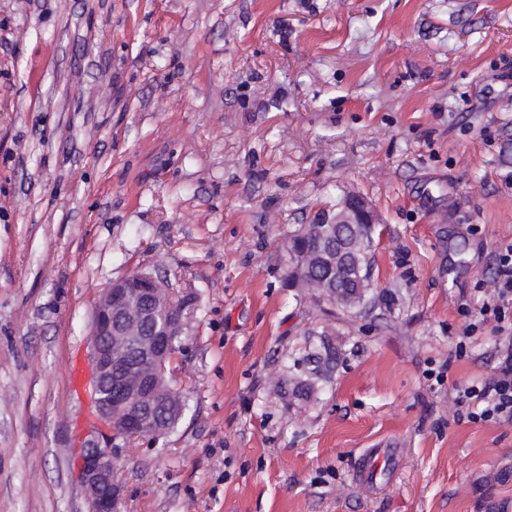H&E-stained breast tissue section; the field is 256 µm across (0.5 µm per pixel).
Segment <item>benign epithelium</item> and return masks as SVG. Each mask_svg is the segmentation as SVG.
Wrapping results in <instances>:
<instances>
[{
  "label": "benign epithelium",
  "instance_id": "obj_1",
  "mask_svg": "<svg viewBox=\"0 0 512 512\" xmlns=\"http://www.w3.org/2000/svg\"><path fill=\"white\" fill-rule=\"evenodd\" d=\"M318 224L336 225L328 252L336 263L346 262L357 242L348 228L365 224L376 231L378 215L360 194L344 196L333 212H322ZM146 288H132L129 278L117 280L98 295L92 312L91 362L94 368L98 423L82 442L80 478L88 512H119L122 486L114 460L120 443L137 435L154 439L166 432L159 415L180 416L183 402L165 377L172 359L171 337L179 336L184 314L163 278L139 274Z\"/></svg>",
  "mask_w": 512,
  "mask_h": 512
}]
</instances>
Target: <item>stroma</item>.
<instances>
[{
  "instance_id": "1",
  "label": "stroma",
  "mask_w": 512,
  "mask_h": 512,
  "mask_svg": "<svg viewBox=\"0 0 512 512\" xmlns=\"http://www.w3.org/2000/svg\"><path fill=\"white\" fill-rule=\"evenodd\" d=\"M348 192L382 221L357 314L286 280ZM509 243L512 0H0V512H87L69 365L142 270L196 304L120 512H512V423L451 399L501 359L475 284ZM315 331L341 359L287 405Z\"/></svg>"
}]
</instances>
